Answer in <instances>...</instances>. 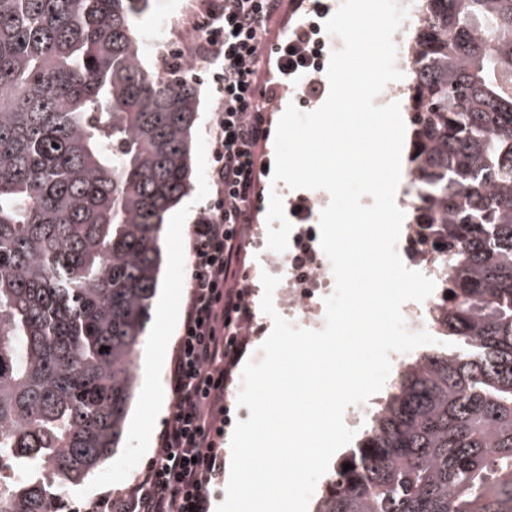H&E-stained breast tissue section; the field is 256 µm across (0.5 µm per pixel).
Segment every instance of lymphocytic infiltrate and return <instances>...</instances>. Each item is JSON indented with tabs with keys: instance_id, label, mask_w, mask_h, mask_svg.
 <instances>
[{
	"instance_id": "1",
	"label": "lymphocytic infiltrate",
	"mask_w": 512,
	"mask_h": 512,
	"mask_svg": "<svg viewBox=\"0 0 512 512\" xmlns=\"http://www.w3.org/2000/svg\"><path fill=\"white\" fill-rule=\"evenodd\" d=\"M280 7L281 0H224L202 32L201 55L216 64L215 198L189 236L191 273L170 367V416L137 483L99 498L107 512H210L208 487L224 469V388L248 343L241 329L251 314L239 270L268 136L260 104L273 94L261 72L262 48Z\"/></svg>"
}]
</instances>
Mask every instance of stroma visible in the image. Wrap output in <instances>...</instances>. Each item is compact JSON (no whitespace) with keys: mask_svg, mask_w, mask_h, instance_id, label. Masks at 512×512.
Masks as SVG:
<instances>
[{"mask_svg":"<svg viewBox=\"0 0 512 512\" xmlns=\"http://www.w3.org/2000/svg\"><path fill=\"white\" fill-rule=\"evenodd\" d=\"M341 3L342 0H282L281 14L269 22V36L263 48L268 68H275L278 49L286 41L282 23L294 28L309 14L331 17ZM143 62L162 76L178 72L197 85L198 120L194 130L191 189L166 217L158 290L136 370L135 397L122 446L94 474L73 487L70 493L73 512H82L104 493L130 486L156 453L159 435L173 403L169 375L187 299L189 231L213 198L208 179L209 129L216 107L211 66L200 61L187 64L174 54L160 58L148 50L143 53Z\"/></svg>","mask_w":512,"mask_h":512,"instance_id":"stroma-1","label":"stroma"}]
</instances>
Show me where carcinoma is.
Segmentation results:
<instances>
[{
  "label": "carcinoma",
  "instance_id": "obj_1",
  "mask_svg": "<svg viewBox=\"0 0 512 512\" xmlns=\"http://www.w3.org/2000/svg\"><path fill=\"white\" fill-rule=\"evenodd\" d=\"M148 6L0 0V512H58L123 438L198 106L143 64ZM419 6L407 175L464 352L396 375L316 512H512V0Z\"/></svg>",
  "mask_w": 512,
  "mask_h": 512
}]
</instances>
